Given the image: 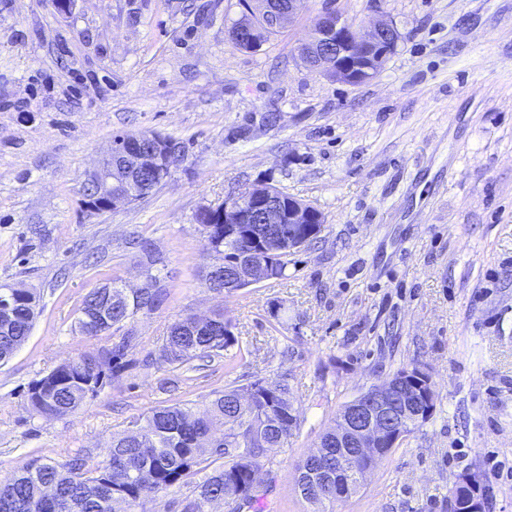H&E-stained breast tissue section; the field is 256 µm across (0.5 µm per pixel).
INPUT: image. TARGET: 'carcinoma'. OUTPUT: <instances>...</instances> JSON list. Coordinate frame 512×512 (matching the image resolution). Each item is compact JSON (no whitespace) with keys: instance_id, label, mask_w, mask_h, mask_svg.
<instances>
[{"instance_id":"carcinoma-1","label":"carcinoma","mask_w":512,"mask_h":512,"mask_svg":"<svg viewBox=\"0 0 512 512\" xmlns=\"http://www.w3.org/2000/svg\"><path fill=\"white\" fill-rule=\"evenodd\" d=\"M271 236L269 254L273 275L286 276L288 225L273 230L254 224ZM214 239L227 262L225 277L238 275V259L252 250L245 237L224 236V225H214ZM37 309V295L27 289L18 300L8 326H0V364L11 359L12 349L29 337ZM188 318L169 327L158 360L183 365L194 359L218 356L234 346L237 339L226 313H215L207 330L193 333ZM126 344L79 353L54 367L39 379L42 389L28 395V406L45 417H63L83 408L97 394L99 381L116 375L122 368ZM249 394L246 405L239 396ZM138 424V439L117 433L106 446L100 461L77 454L66 460L30 459L0 477V512H114L113 503L126 505V512H139L148 500L156 501L199 475L193 498L184 512H209L210 504L222 502L230 512L257 508L259 486L255 475L272 472L267 449L282 448L300 429L290 396L288 381L269 386L256 379L241 387H227L208 403L197 406L178 402L157 407ZM301 461L293 475L301 498L314 504L311 496L323 479L312 481Z\"/></svg>"}]
</instances>
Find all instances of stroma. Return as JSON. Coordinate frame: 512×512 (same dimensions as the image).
Listing matches in <instances>:
<instances>
[{
  "label": "stroma",
  "instance_id": "35a3bbf8",
  "mask_svg": "<svg viewBox=\"0 0 512 512\" xmlns=\"http://www.w3.org/2000/svg\"><path fill=\"white\" fill-rule=\"evenodd\" d=\"M402 39L378 75L336 81L302 63L324 11ZM239 0H0V286L39 314L0 365V472L84 450L103 458L130 420L255 379L287 381L300 430L271 449L264 497L312 512L296 465L337 411L399 368L435 383L428 421L336 512H448L459 476L512 512V0H306L259 49L229 37ZM153 131L185 159L131 205L91 213L83 175L118 133ZM261 181L319 209L287 277L224 297L199 212ZM155 276L163 300L122 330L76 329L86 294ZM228 310L226 354L158 360L180 317ZM132 340L124 369L73 414L27 391L62 361Z\"/></svg>",
  "mask_w": 512,
  "mask_h": 512
}]
</instances>
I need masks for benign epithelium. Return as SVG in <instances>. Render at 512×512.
<instances>
[{"label":"benign epithelium","instance_id":"1","mask_svg":"<svg viewBox=\"0 0 512 512\" xmlns=\"http://www.w3.org/2000/svg\"><path fill=\"white\" fill-rule=\"evenodd\" d=\"M242 14L268 21L282 28L299 12V0H288V9L278 0H245ZM401 33L394 24L378 23L369 28L352 24L333 11L321 14L312 38L306 42L310 52H302L303 62L313 69H323L338 81L364 82L373 78L382 62L397 46ZM184 154L173 140L152 133L148 141L133 135L119 140L108 149L81 182L83 206L91 213L124 207L139 195L138 180L148 175L158 184L170 176V157ZM208 211L226 224H289L303 237L294 247L320 234L325 217L314 206L294 197L285 200L269 183L255 184L230 192L224 201ZM256 249L241 265L234 282L222 280L224 264L218 260L207 272V284L238 288L246 282L252 286L273 278L269 265L260 257V237L253 239ZM17 289H0V319H10ZM435 398L430 374L419 368L407 378H389L370 386L348 403L334 424L336 450L317 447L308 456L312 474L336 475V483H326L327 497L343 502L356 495L377 460L387 456L386 443L399 442L425 423L434 412ZM448 512H490L485 484L472 474L457 482L455 494L448 499Z\"/></svg>","mask_w":512,"mask_h":512}]
</instances>
